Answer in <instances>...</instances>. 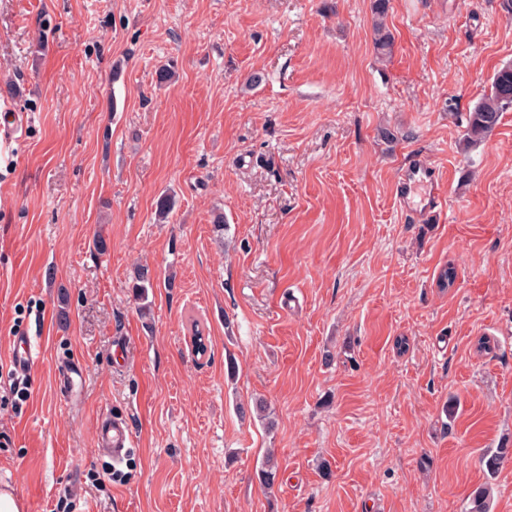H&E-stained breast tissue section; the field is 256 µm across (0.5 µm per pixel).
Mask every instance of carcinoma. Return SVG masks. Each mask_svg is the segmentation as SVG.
<instances>
[{
	"label": "carcinoma",
	"instance_id": "1",
	"mask_svg": "<svg viewBox=\"0 0 512 512\" xmlns=\"http://www.w3.org/2000/svg\"><path fill=\"white\" fill-rule=\"evenodd\" d=\"M389 8V0H373V49L376 57L384 59L391 56L394 47L393 36L383 22ZM512 109V63L498 68L488 90L469 112L467 126L462 137L464 149L474 147L485 141L499 124L502 113ZM154 288V275L147 265L138 266L133 275V291L138 300L139 312L147 316L151 312L149 290ZM512 458V448H499L482 457L487 473L495 475L499 468ZM488 487L479 486L469 496L467 512H489Z\"/></svg>",
	"mask_w": 512,
	"mask_h": 512
}]
</instances>
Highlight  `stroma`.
Instances as JSON below:
<instances>
[{"label": "stroma", "mask_w": 512, "mask_h": 512, "mask_svg": "<svg viewBox=\"0 0 512 512\" xmlns=\"http://www.w3.org/2000/svg\"><path fill=\"white\" fill-rule=\"evenodd\" d=\"M386 23L380 61L371 0H0V114L30 117L0 145V483L28 512H466L482 485L512 512V460L481 462L512 448V111L461 143L512 16L390 0ZM415 161L448 199L430 221L399 206ZM17 335L39 352L18 409ZM257 397L274 431L239 416ZM154 275L149 266H138L133 275V291L138 300L140 315L146 317L151 312V302L149 299V290L154 288ZM98 441L115 462H121L133 445V437L126 423L105 413L98 419Z\"/></svg>", "instance_id": "obj_1"}]
</instances>
